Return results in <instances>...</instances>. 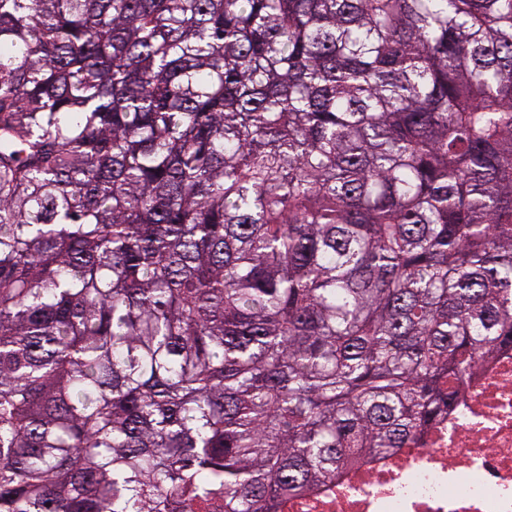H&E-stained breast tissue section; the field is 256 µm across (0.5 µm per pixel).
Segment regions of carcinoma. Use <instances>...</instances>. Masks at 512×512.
Here are the masks:
<instances>
[{
  "label": "carcinoma",
  "instance_id": "obj_1",
  "mask_svg": "<svg viewBox=\"0 0 512 512\" xmlns=\"http://www.w3.org/2000/svg\"><path fill=\"white\" fill-rule=\"evenodd\" d=\"M512 348V0H0V512H272Z\"/></svg>",
  "mask_w": 512,
  "mask_h": 512
}]
</instances>
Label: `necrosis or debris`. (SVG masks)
<instances>
[{
  "mask_svg": "<svg viewBox=\"0 0 512 512\" xmlns=\"http://www.w3.org/2000/svg\"><path fill=\"white\" fill-rule=\"evenodd\" d=\"M273 512H512V350L479 366L456 412L398 453Z\"/></svg>",
  "mask_w": 512,
  "mask_h": 512,
  "instance_id": "obj_1",
  "label": "necrosis or debris"
}]
</instances>
